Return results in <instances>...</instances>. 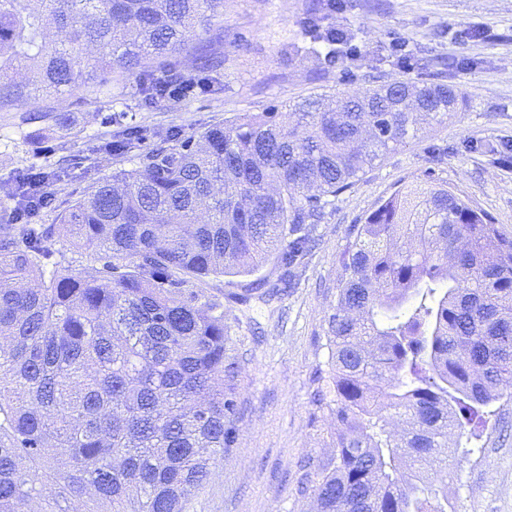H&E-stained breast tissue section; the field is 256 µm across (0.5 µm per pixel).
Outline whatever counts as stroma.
Wrapping results in <instances>:
<instances>
[{
  "label": "stroma",
  "mask_w": 512,
  "mask_h": 512,
  "mask_svg": "<svg viewBox=\"0 0 512 512\" xmlns=\"http://www.w3.org/2000/svg\"><path fill=\"white\" fill-rule=\"evenodd\" d=\"M311 0H224V63L203 71L189 96L144 103L134 81L111 97L76 91L38 97L0 112V220L19 198L21 175L44 173L49 203L35 218L59 223L96 181L132 161L104 150L116 130L114 113L129 126L189 137L242 112H274L301 98L357 92L376 82L425 80L429 58L461 66L448 80L464 92L455 116L420 140L389 152L337 196L315 224L316 245L296 271L293 288L274 301L252 299L237 312L226 344L237 354L239 411L235 441L189 512H311L296 492L298 465L310 481L334 453L336 426L313 404L317 374L326 368L324 322L336 299V256L354 220L402 184L435 180L512 231V0H344L322 14L323 28L350 29L357 52L328 65L304 34ZM71 113L77 134L58 129L52 113ZM444 150L442 162L432 159ZM475 454L447 474L455 512H512V385Z\"/></svg>",
  "instance_id": "stroma-1"
}]
</instances>
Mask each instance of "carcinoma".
<instances>
[{
	"label": "carcinoma",
	"instance_id": "cac0c4a2",
	"mask_svg": "<svg viewBox=\"0 0 512 512\" xmlns=\"http://www.w3.org/2000/svg\"><path fill=\"white\" fill-rule=\"evenodd\" d=\"M224 0H0V112L80 86L136 79L156 103L191 66L222 63ZM305 35L336 45L346 30ZM461 93L438 76L372 86L291 112H244L142 153L119 127L109 149L139 160L91 186L59 224L18 186L0 224V512H185L232 447L238 359L227 320L279 298L329 198L374 162L448 120ZM66 241L102 261L45 277ZM275 255L278 277L224 301L198 286ZM314 404L336 424L317 512H448L455 465L512 381V233L447 185L411 182L351 225L327 320ZM407 424L399 434L395 419Z\"/></svg>",
	"mask_w": 512,
	"mask_h": 512
}]
</instances>
